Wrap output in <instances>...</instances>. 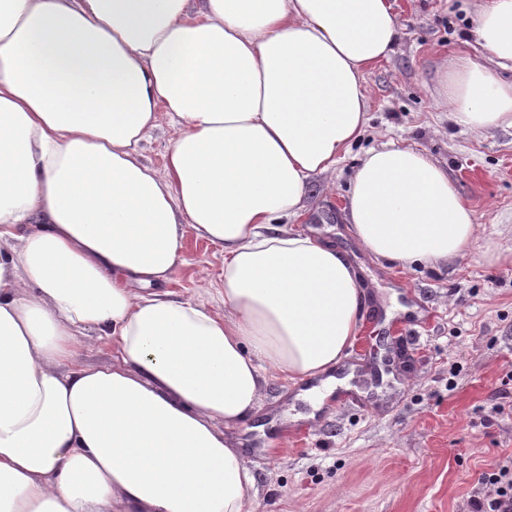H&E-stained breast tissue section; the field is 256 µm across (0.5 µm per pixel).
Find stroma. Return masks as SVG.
<instances>
[{
	"label": "stroma",
	"instance_id": "1",
	"mask_svg": "<svg viewBox=\"0 0 512 512\" xmlns=\"http://www.w3.org/2000/svg\"><path fill=\"white\" fill-rule=\"evenodd\" d=\"M402 37L365 78L368 123L329 175L311 178L298 229L351 249L346 193L364 153L395 141L443 165L475 216L470 253L399 267L357 254L368 309L333 371V408L297 401L309 382L270 377L237 432L258 492L243 512H471L482 475L512 455V128L456 125L436 92L443 57L467 43L455 0H394ZM224 286V249L186 229L169 291L198 301ZM498 404L508 412L495 413Z\"/></svg>",
	"mask_w": 512,
	"mask_h": 512
}]
</instances>
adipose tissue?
<instances>
[{"label": "adipose tissue", "mask_w": 512, "mask_h": 512, "mask_svg": "<svg viewBox=\"0 0 512 512\" xmlns=\"http://www.w3.org/2000/svg\"><path fill=\"white\" fill-rule=\"evenodd\" d=\"M459 8L483 52L448 55L438 94L469 129L512 127V0ZM399 36L391 0H0V512H243L230 430L269 373L331 391L359 330L351 260L290 221ZM163 115L156 169L139 146ZM347 211L387 263L472 246L415 146L368 151ZM187 224L224 248L223 313L164 289ZM91 331L110 365L81 362Z\"/></svg>", "instance_id": "ef3b65f1"}]
</instances>
